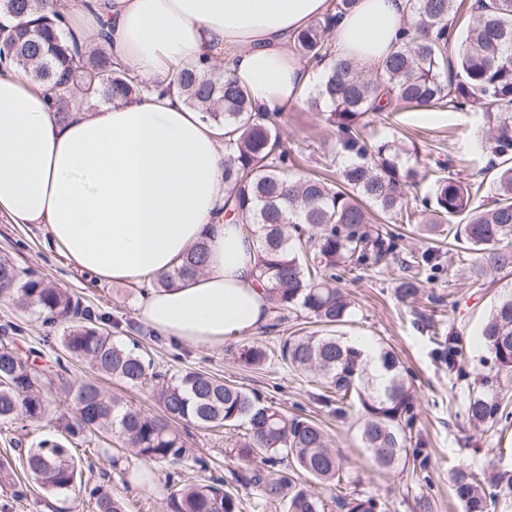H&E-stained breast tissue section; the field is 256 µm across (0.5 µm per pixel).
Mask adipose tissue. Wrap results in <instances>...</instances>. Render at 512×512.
I'll return each mask as SVG.
<instances>
[{
	"instance_id": "1",
	"label": "adipose tissue",
	"mask_w": 512,
	"mask_h": 512,
	"mask_svg": "<svg viewBox=\"0 0 512 512\" xmlns=\"http://www.w3.org/2000/svg\"><path fill=\"white\" fill-rule=\"evenodd\" d=\"M408 0H357L338 20L333 51L375 69L396 45ZM113 61L152 95L95 111L73 105L59 120L44 88L0 75V213L44 225L76 268L115 283L148 284L142 319L158 334L217 346L256 332L268 303L254 239L221 207L223 128L174 91L178 70L201 59L271 112L297 101L319 75L288 49L330 10V0H109ZM203 273L160 280L196 242Z\"/></svg>"
}]
</instances>
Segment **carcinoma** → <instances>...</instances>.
Here are the masks:
<instances>
[{
    "instance_id": "1",
    "label": "carcinoma",
    "mask_w": 512,
    "mask_h": 512,
    "mask_svg": "<svg viewBox=\"0 0 512 512\" xmlns=\"http://www.w3.org/2000/svg\"><path fill=\"white\" fill-rule=\"evenodd\" d=\"M69 0L48 8V0H0V65L26 73L50 94L59 119L76 101L132 100L149 90L136 75L117 67L105 52L106 33L97 50L83 45L61 28ZM323 19L301 30L290 48L307 66L320 67L323 80L309 105L336 134L332 149L349 159L340 178L298 176L292 152L280 141L281 113L252 110L248 90L211 61L179 71L176 85L185 102L203 119L224 128L226 213L242 222L257 243L255 267L271 309L279 314L304 312L326 327L352 317L353 305L337 282L353 269L388 267L396 259L397 236L381 228L390 222L412 224L418 214L435 224L460 225L468 249L480 254L477 272L486 277L512 273V0H474L464 27L454 22L461 0H408L410 19L401 42L376 71L366 74L351 59L333 54L336 18L356 0H331ZM456 45L448 59V45ZM477 107L482 111V151L489 157L482 174L490 179L466 180L455 173L437 176L407 167L394 141L372 142L366 129L376 117H390L400 108ZM430 182V195L409 206L405 187ZM207 254L199 243L171 273L166 286L202 270ZM438 267L437 252L409 256L412 273L398 282L402 303L420 294L421 277ZM0 295L62 327L58 342L65 354L90 366L94 375L68 377L56 359V377L22 357L10 344H0V420L24 416L40 421L50 410L48 393L56 388L71 398L75 413L56 423L64 440L45 438L20 456L29 478L59 497L83 487L95 500L96 512H127L123 498L101 484L84 480L92 469L68 445L87 434L116 436L140 460L136 478L152 482L153 466L172 472L173 488L166 512H244L246 504L224 489L225 481L178 484L183 463L190 459L181 435L171 427L182 422L200 428L247 425L232 448L251 464L235 480L256 488L260 505L283 512H325L312 485L336 486L342 481V454L311 418L288 413L254 391L229 384L210 373L190 370L167 376L154 366L147 349L117 343L105 332L106 318L51 280L19 270L0 257ZM479 339L490 354L469 394L464 416L469 426L494 427L507 410L503 378L512 375V290L504 292L484 321ZM442 357L455 367L458 343L453 333L441 337ZM377 366L361 350L332 334L288 336L281 360L336 395V403L356 405L363 449L379 470L401 465L426 469L424 442L412 439L414 395L408 372L394 351L375 348ZM269 360L263 343L250 341L238 361L260 369ZM107 375L135 387L154 384L162 415L125 405L106 392L98 376ZM461 512H489L500 493L512 494V470L494 466L477 476L465 467L450 477ZM339 512H380L372 497H336Z\"/></svg>"
}]
</instances>
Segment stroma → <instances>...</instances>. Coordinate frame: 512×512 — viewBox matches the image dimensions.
<instances>
[{
	"label": "stroma",
	"mask_w": 512,
	"mask_h": 512,
	"mask_svg": "<svg viewBox=\"0 0 512 512\" xmlns=\"http://www.w3.org/2000/svg\"><path fill=\"white\" fill-rule=\"evenodd\" d=\"M482 128L479 111L467 109L450 112L444 109H403L391 120L371 124V140H398L416 145L419 166L435 167L453 159L462 177L469 178L488 164L480 150L478 135ZM281 141L285 148L301 152V173L315 171L323 163L318 147L330 132L307 100L288 104L280 118ZM401 237L404 250L423 251L438 247L450 253L451 263H440L425 282V294L415 306L401 304L394 293L397 279L405 274L403 264L394 262L383 270L358 269L344 277L342 288L355 302L350 323L340 332L347 339L385 342L401 357L415 393L413 433L426 442L429 464L417 473H380L363 453L355 421L357 408L338 412L336 401L320 398L319 387L284 364L277 353L282 337L296 330L317 328L306 313L287 314L284 321L268 318L255 332V340L270 347L273 355L264 368L242 366L237 358L238 342L220 346H192L169 338L154 342L150 350L161 369L177 375L189 369L202 370L253 391L288 412L302 413L317 420L338 446L343 468L349 481L341 489H323L326 512H337L336 494H361L375 497L384 512H415L419 497H428L433 512H460L450 483L452 470L459 465L482 473L488 462L499 468L512 469V422L499 424L489 431H475L464 423V406L469 386L487 356L478 334L490 309L503 291L502 282L474 273L476 256L461 251L454 238L455 225L443 224L434 238L418 235L412 225H392ZM0 255L8 257L18 268L50 278L60 287L79 296L85 305L109 318L107 327L115 341L126 342L144 328L139 308L146 290L136 283L119 284L101 280L73 266L52 245L42 225L17 224L0 215ZM9 332L20 350H42L50 361L60 352L58 344L46 343L50 327L42 316L16 308L14 302L0 297V333ZM453 332L458 338L460 354L455 369H448L437 353L434 332ZM48 422H32L19 416L0 421V503L12 504V512H96L95 501L88 493L77 492L60 500L45 489L31 487L26 500L13 505L12 493L25 477L17 460V451L31 448L53 434ZM240 427L216 430L191 428L183 437L195 456L208 460L212 475L226 479L229 490L244 501H252L255 489L233 479L237 466L229 456L240 438ZM121 451L120 440L105 442L94 435L78 442V456L92 457L96 467L110 471L112 491L126 501L128 512H165L167 492L165 469L155 466L154 481L149 486L125 481L124 471L139 468L136 457H128L121 470H111L103 454L105 447Z\"/></svg>",
	"instance_id": "obj_1"
}]
</instances>
